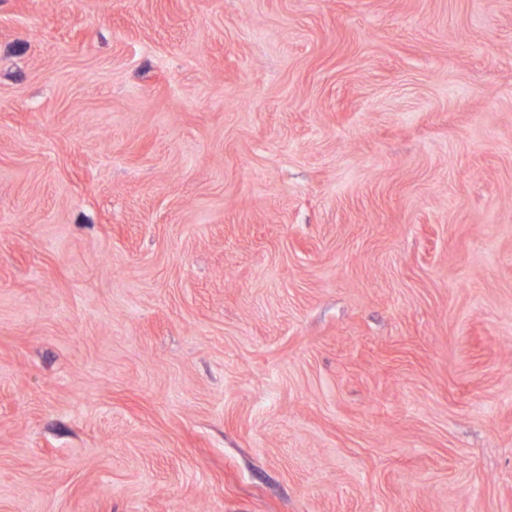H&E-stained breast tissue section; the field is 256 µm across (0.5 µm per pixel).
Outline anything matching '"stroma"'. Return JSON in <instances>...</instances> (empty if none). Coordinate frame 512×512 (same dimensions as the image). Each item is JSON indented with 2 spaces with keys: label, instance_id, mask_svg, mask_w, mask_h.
<instances>
[{
  "label": "stroma",
  "instance_id": "1",
  "mask_svg": "<svg viewBox=\"0 0 512 512\" xmlns=\"http://www.w3.org/2000/svg\"><path fill=\"white\" fill-rule=\"evenodd\" d=\"M0 512H512V0H0Z\"/></svg>",
  "mask_w": 512,
  "mask_h": 512
}]
</instances>
